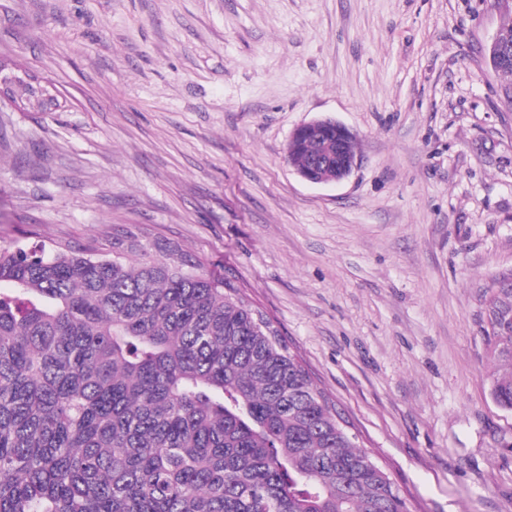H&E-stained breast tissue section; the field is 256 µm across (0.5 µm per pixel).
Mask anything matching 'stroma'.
I'll return each mask as SVG.
<instances>
[{
  "label": "stroma",
  "mask_w": 512,
  "mask_h": 512,
  "mask_svg": "<svg viewBox=\"0 0 512 512\" xmlns=\"http://www.w3.org/2000/svg\"><path fill=\"white\" fill-rule=\"evenodd\" d=\"M501 0H0V244L152 257L241 287L410 512H512L479 295L512 270ZM55 101L16 107L26 86ZM357 139L303 180L291 133ZM489 47L499 65L504 66L512 64V31L510 32L499 28ZM489 47L487 49V55L492 68L503 76L510 78V81L503 85V94L506 102L512 109V67L500 68L496 64L495 59L491 57ZM336 130L317 127L303 136H294L288 141V160L302 172L309 165L313 156L319 153H331L336 151ZM357 156L345 157L340 150L336 151V162L330 161L322 164V168H330L334 175L324 178H313L302 175L301 177L312 184L338 183L346 179L357 166Z\"/></svg>",
  "instance_id": "1"
}]
</instances>
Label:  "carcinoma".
I'll return each mask as SVG.
<instances>
[{"label":"carcinoma","instance_id":"1","mask_svg":"<svg viewBox=\"0 0 512 512\" xmlns=\"http://www.w3.org/2000/svg\"><path fill=\"white\" fill-rule=\"evenodd\" d=\"M336 130L288 141L302 171ZM0 245V512H409L278 330L177 243ZM484 288L512 412V283Z\"/></svg>","mask_w":512,"mask_h":512}]
</instances>
